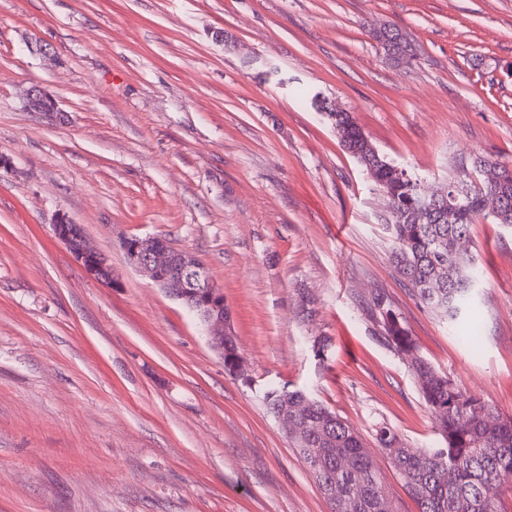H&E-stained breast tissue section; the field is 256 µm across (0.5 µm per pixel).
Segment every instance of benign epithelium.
<instances>
[{"instance_id": "1", "label": "benign epithelium", "mask_w": 512, "mask_h": 512, "mask_svg": "<svg viewBox=\"0 0 512 512\" xmlns=\"http://www.w3.org/2000/svg\"><path fill=\"white\" fill-rule=\"evenodd\" d=\"M53 232L89 275L109 284L115 281L112 264L89 245L81 225L62 213L53 224ZM122 249L131 268L170 296L189 302L210 344H218L231 336V315L225 309L224 293L192 253L173 249L159 236L127 237L122 241Z\"/></svg>"}]
</instances>
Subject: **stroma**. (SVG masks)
Masks as SVG:
<instances>
[{"instance_id": "obj_1", "label": "stroma", "mask_w": 512, "mask_h": 512, "mask_svg": "<svg viewBox=\"0 0 512 512\" xmlns=\"http://www.w3.org/2000/svg\"><path fill=\"white\" fill-rule=\"evenodd\" d=\"M34 84L61 114L26 109ZM316 95L427 191L478 157L512 165V0H0V512H332L271 386L336 412L418 512L374 437L433 448L436 420L378 296L512 417V229L473 225L481 285L449 327L396 271L383 198ZM62 213L115 285L55 239ZM146 235L223 290L251 384L127 265L122 239Z\"/></svg>"}]
</instances>
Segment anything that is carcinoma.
Listing matches in <instances>:
<instances>
[{
  "label": "carcinoma",
  "mask_w": 512,
  "mask_h": 512,
  "mask_svg": "<svg viewBox=\"0 0 512 512\" xmlns=\"http://www.w3.org/2000/svg\"><path fill=\"white\" fill-rule=\"evenodd\" d=\"M339 129L343 147L370 173L383 192L393 251L400 276L419 283V299L433 312L459 326L479 281L475 258L461 252L481 219L512 228V167L477 160L448 178L447 194L433 201L417 188L419 178L383 155L348 112L317 105ZM499 170L490 188L480 168ZM374 309L384 339L411 366L422 396L439 418L440 448H407L386 428L378 445L406 482L419 512H499L494 491L500 477L512 474V417L504 418L474 395L457 389L420 354L409 331L383 300ZM263 401L273 415L286 409L296 416L300 436L290 437L320 492L331 502L346 496L353 512H394L385 496L371 452L360 437L324 404L301 389L271 388Z\"/></svg>",
  "instance_id": "cac0c4a2"
}]
</instances>
